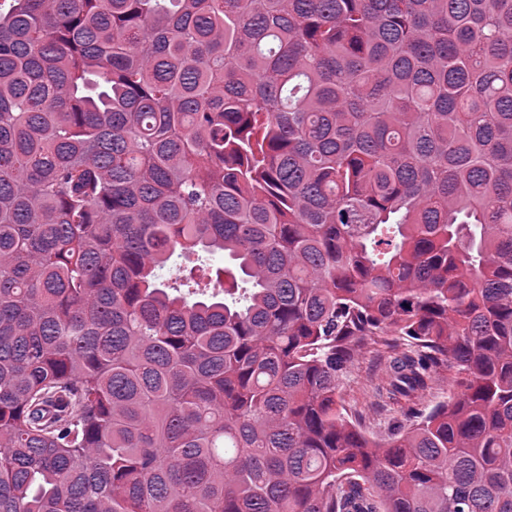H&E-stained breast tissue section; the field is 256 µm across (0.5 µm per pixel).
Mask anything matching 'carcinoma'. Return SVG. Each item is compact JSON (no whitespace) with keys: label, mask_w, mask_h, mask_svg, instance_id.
I'll list each match as a JSON object with an SVG mask.
<instances>
[{"label":"carcinoma","mask_w":512,"mask_h":512,"mask_svg":"<svg viewBox=\"0 0 512 512\" xmlns=\"http://www.w3.org/2000/svg\"><path fill=\"white\" fill-rule=\"evenodd\" d=\"M0 512H512V0H0ZM387 353L369 347L356 357L341 380V402L348 414L377 438H382L401 424L406 408L387 398ZM379 390L381 392H379ZM454 372L444 371L433 378L429 388L417 393L413 398V407L424 409L431 407L436 401L448 397V394L455 390Z\"/></svg>","instance_id":"1"}]
</instances>
